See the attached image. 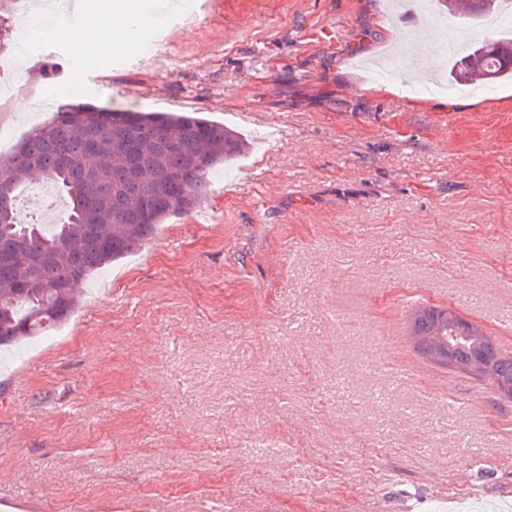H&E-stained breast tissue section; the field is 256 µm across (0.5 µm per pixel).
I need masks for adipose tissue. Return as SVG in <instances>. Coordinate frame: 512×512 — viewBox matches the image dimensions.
<instances>
[{
  "instance_id": "adipose-tissue-1",
  "label": "adipose tissue",
  "mask_w": 512,
  "mask_h": 512,
  "mask_svg": "<svg viewBox=\"0 0 512 512\" xmlns=\"http://www.w3.org/2000/svg\"><path fill=\"white\" fill-rule=\"evenodd\" d=\"M98 17L61 30L74 56L90 61L124 49L131 42V16L119 0H106Z\"/></svg>"
}]
</instances>
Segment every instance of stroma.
<instances>
[{"label": "stroma", "instance_id": "stroma-1", "mask_svg": "<svg viewBox=\"0 0 512 512\" xmlns=\"http://www.w3.org/2000/svg\"><path fill=\"white\" fill-rule=\"evenodd\" d=\"M208 0L166 17L157 59L75 58L59 36L0 56V126L20 139L79 82L81 102L196 111L252 149L209 176L203 227L173 217L84 286L52 335L0 368V494L50 512H496L512 504V402L416 352L412 311L447 307L512 339V79L442 93L360 61L409 30L447 74L476 24L432 0ZM339 30L332 46L319 35ZM256 112L258 125L240 110ZM279 125L268 139L266 124ZM20 222L56 219L38 185ZM25 370L22 381L13 374Z\"/></svg>", "mask_w": 512, "mask_h": 512}]
</instances>
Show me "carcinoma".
<instances>
[{
    "mask_svg": "<svg viewBox=\"0 0 512 512\" xmlns=\"http://www.w3.org/2000/svg\"><path fill=\"white\" fill-rule=\"evenodd\" d=\"M450 15L479 21L501 0H438ZM512 74V40L473 43L451 76L491 84ZM248 149L221 122L192 112H143L85 103L58 107L17 151L0 156V346L33 340L63 324L79 289L104 267L140 250L161 224L207 199L209 175ZM35 180L66 200L58 224H22L14 191ZM451 327L448 309L420 307L410 336L427 360L464 368L483 362L512 385V356L496 340Z\"/></svg>",
    "mask_w": 512,
    "mask_h": 512,
    "instance_id": "carcinoma-1",
    "label": "carcinoma"
}]
</instances>
